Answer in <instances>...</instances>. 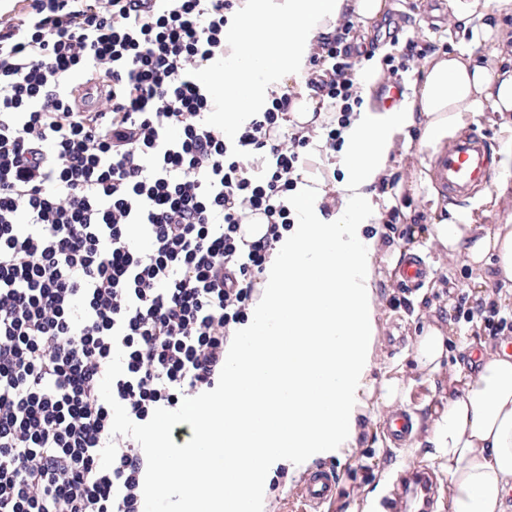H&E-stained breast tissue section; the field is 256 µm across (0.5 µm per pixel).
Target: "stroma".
I'll use <instances>...</instances> for the list:
<instances>
[{
    "mask_svg": "<svg viewBox=\"0 0 512 512\" xmlns=\"http://www.w3.org/2000/svg\"><path fill=\"white\" fill-rule=\"evenodd\" d=\"M457 17L456 25L431 28L430 19L436 10L432 0H385L386 10L411 12L415 17L414 34L420 41L446 42L453 56L467 58L475 29L488 25L496 38L479 49L480 59L489 61L496 72L512 73V7H499L496 0L479 7L474 13L460 10L457 0H447ZM430 144L422 131L405 130L398 135L390 150L388 168L398 173L400 194L394 203L398 207L412 205L423 216L424 228L415 232L412 240L395 239L391 245L376 244L373 258L376 336L372 348L370 370L363 380L361 404L356 417L355 433L348 447L319 452V459L331 462L341 478V490L336 499V512H364L372 505L374 512H385L398 477L405 470L422 468L434 471L440 484V496L435 501L436 512H451V490L448 475L440 469L430 444L440 418V409L448 398L461 392L464 383L457 377L459 366L470 363L473 353L483 359L495 354L494 339L471 331L468 324L449 323L440 326L445 339V351L439 366L421 364L415 356L419 338L430 331L435 318L433 309L424 307V298L453 286L456 295L494 298L495 294L512 295L501 288L495 262L471 264L468 253L486 231L496 225H512V175H500L491 191L472 208L463 210L440 204L432 194L425 172V156ZM466 225V236L458 248L451 249L431 233L432 225L442 222ZM412 251L426 252L432 267V281L411 298V308H394L386 296L398 290L392 271L403 255ZM407 334L408 344L394 350L388 347V334ZM412 407L423 415L419 438L401 449H391L385 461H377L374 451L387 446L381 428L384 413L392 406ZM302 468L278 465L265 486V500L260 512H287L291 494L302 476Z\"/></svg>",
    "mask_w": 512,
    "mask_h": 512,
    "instance_id": "1",
    "label": "stroma"
}]
</instances>
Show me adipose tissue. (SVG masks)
<instances>
[{
	"label": "adipose tissue",
	"mask_w": 512,
	"mask_h": 512,
	"mask_svg": "<svg viewBox=\"0 0 512 512\" xmlns=\"http://www.w3.org/2000/svg\"><path fill=\"white\" fill-rule=\"evenodd\" d=\"M344 5L345 0H244L224 34L232 48L225 99L246 98L248 112H255L269 84L302 77L312 44L331 31ZM254 31L266 40L260 53L242 58L238 41ZM487 103L512 111V76L501 77L477 62L439 60L414 103L390 112H358L344 128L338 155L346 172L339 186L342 204L330 219H323L319 192L309 184L289 198L299 222L276 244L263 271L261 299L224 350V389L197 416L201 438L175 458L199 486L189 512H254L273 467L300 464L324 448L347 447L375 334L374 241L366 228L377 211L367 188L385 169L395 137L410 126L414 106L428 116L430 137ZM248 112H219L215 120L230 135ZM489 255L503 282H512V228L487 231L469 252L475 263ZM434 446L450 478L452 512H512V358L488 360L449 399ZM215 448L233 454L216 458Z\"/></svg>",
	"instance_id": "1"
}]
</instances>
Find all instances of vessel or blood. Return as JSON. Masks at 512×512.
<instances>
[{
  "label": "vessel or blood",
  "mask_w": 512,
  "mask_h": 512,
  "mask_svg": "<svg viewBox=\"0 0 512 512\" xmlns=\"http://www.w3.org/2000/svg\"><path fill=\"white\" fill-rule=\"evenodd\" d=\"M403 88L404 82L397 76L381 81L374 94L376 106L382 110L394 108L400 102ZM492 146L490 138L474 127L440 139L425 161L437 199L466 207L480 192L492 189L495 175L488 164ZM265 232L266 218L260 211L254 212L239 228L241 239L247 243L261 239ZM430 273L425 258L413 253L405 254L394 270L397 282L410 293L424 286ZM421 422L422 415L417 410H392L383 417V434L393 447L401 448L413 442ZM153 451L156 465L167 470L168 482H184L183 472L167 464L174 456L167 435H159ZM339 480L340 475L330 462L322 460L309 465L298 484L297 493L302 503L299 512H323L324 506L333 505Z\"/></svg>",
  "instance_id": "b4317fda"
}]
</instances>
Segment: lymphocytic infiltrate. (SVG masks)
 Listing matches in <instances>:
<instances>
[{
  "label": "lymphocytic infiltrate",
  "mask_w": 512,
  "mask_h": 512,
  "mask_svg": "<svg viewBox=\"0 0 512 512\" xmlns=\"http://www.w3.org/2000/svg\"><path fill=\"white\" fill-rule=\"evenodd\" d=\"M21 2L19 22H0V512H142L151 462L137 435L223 380L231 333L295 222L312 137L341 148L363 103L359 58L389 46L396 75L441 45L399 39L386 16L361 47L345 6L309 59L327 120L289 130L286 89L229 141L197 72L223 57L236 0ZM79 72L100 76L106 109L77 108ZM257 210L266 234L244 243ZM436 312L512 335L494 299Z\"/></svg>",
  "instance_id": "obj_1"
}]
</instances>
